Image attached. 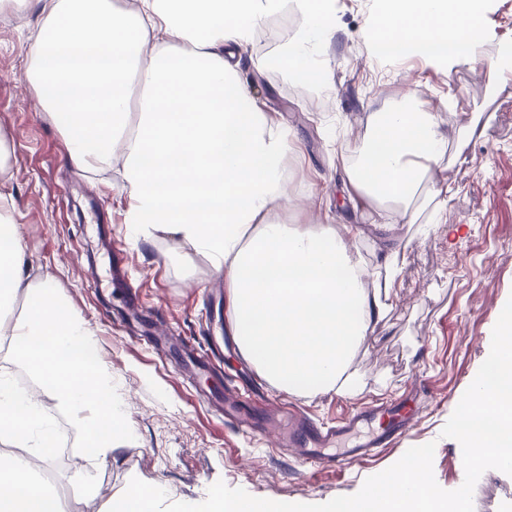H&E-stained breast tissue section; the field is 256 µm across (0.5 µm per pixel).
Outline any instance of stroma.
<instances>
[{
	"label": "stroma",
	"mask_w": 512,
	"mask_h": 512,
	"mask_svg": "<svg viewBox=\"0 0 512 512\" xmlns=\"http://www.w3.org/2000/svg\"><path fill=\"white\" fill-rule=\"evenodd\" d=\"M376 12V0H337L322 87L257 63L302 26L292 10L266 20L239 67L263 110L297 138L288 198L276 220L310 224L322 212L340 229L362 224L355 246L370 266L388 248L404 254L391 308L352 360L358 392L292 398L310 422L327 425L419 392L421 407L405 440L339 469L309 468L275 446L273 436L225 422L209 395L214 378L230 389L258 372L225 332L223 275L174 235H146L127 223L128 197L116 170L86 173L70 162L59 119L40 109L25 80L29 47L47 21L42 4L0 12V128L10 135L0 195L14 204L31 278L53 277L59 295L94 329L130 429L107 460H87L77 417L56 408L28 369L0 349V374L28 385L54 420L55 452L33 466L52 472L69 512H108L134 477L164 488L172 501L202 502L221 481L256 497L320 504L355 494L408 448L431 441L438 485L454 490L463 483L461 446L441 431L488 356L497 313L512 296V72L496 75L490 67L512 48V0H483L487 38L449 71L417 58L375 60L366 32ZM446 95L455 102L453 125L477 128L430 173L432 183L447 178L453 186L442 224L426 232L418 224L386 230L363 223L345 191L336 138L346 130L362 135L371 113L407 101L433 106ZM508 492L512 476L485 471L474 512H500Z\"/></svg>",
	"instance_id": "stroma-1"
}]
</instances>
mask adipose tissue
<instances>
[{"mask_svg":"<svg viewBox=\"0 0 512 512\" xmlns=\"http://www.w3.org/2000/svg\"><path fill=\"white\" fill-rule=\"evenodd\" d=\"M367 36L372 52L446 68L485 39L476 0H382ZM294 7L303 27L265 67L315 87L323 46L336 35V0H139L118 13L110 0H46L45 32L30 46L26 79L43 111L62 113L69 159L82 170L120 163L128 221L191 244L222 273L227 320L242 354L280 390L354 394L351 360L389 308L401 272L398 249L373 268L354 257L332 224H283L295 150L288 127L263 112L233 54L252 46L264 21ZM147 66L148 93L130 84ZM455 134L436 107L370 115L337 155L350 195L384 225L441 223L440 189L425 190ZM0 346L79 416L91 456L106 460L129 433L112 398L95 332L58 297L52 277L31 280L17 229L0 205ZM25 310L9 311L16 298ZM54 428L26 392L0 377V512H64L59 494L22 467L17 448L50 453Z\"/></svg>","mask_w":512,"mask_h":512,"instance_id":"adipose-tissue-1","label":"adipose tissue"}]
</instances>
